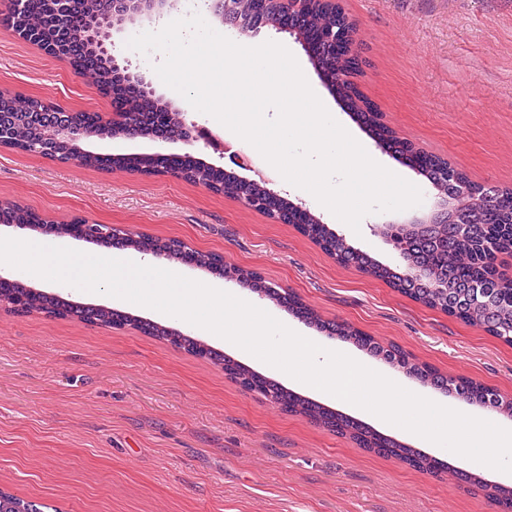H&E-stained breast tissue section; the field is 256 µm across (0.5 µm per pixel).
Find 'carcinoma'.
Here are the masks:
<instances>
[{
  "label": "carcinoma",
  "instance_id": "1",
  "mask_svg": "<svg viewBox=\"0 0 512 512\" xmlns=\"http://www.w3.org/2000/svg\"><path fill=\"white\" fill-rule=\"evenodd\" d=\"M234 2V21L244 27L264 23L272 28H293L298 42L304 46L313 64L333 76H342L334 84L336 97L369 129L373 138L387 145L397 157L415 166L417 172L434 184L440 193L454 198L457 185L468 181L467 175L438 155L403 148L396 133L381 121L379 112L361 98L354 84L347 79L358 68V58L336 53L323 40L327 30H335L347 37L357 35L355 24L347 14L339 9L317 5L305 15H288L281 12L273 0ZM97 6V0H69L64 9L60 7L59 0H26L22 23H16L11 14L5 17V22L22 37L60 52L74 74L90 88L111 98L115 105L137 113L138 125L144 130L150 132L169 125V122L161 121L157 116V113L165 111L164 102L147 100L133 87L114 78L112 61L95 45L73 41L66 36L67 28L81 25ZM0 111L13 118L11 125L15 129V147L26 150L31 139L37 137L44 118L32 117L28 113L27 98L20 95L0 98ZM65 120L84 128L90 140L113 136L112 130L103 128L98 119L84 111H71L65 115ZM81 165L107 171L136 169L146 172L155 167V162L140 154H89L83 156ZM168 166L179 171L188 182L208 186L230 197L238 193V185L232 175L222 169H202L191 155L173 156L168 160ZM471 189L473 198L457 201L458 211L451 216V223L432 224L410 235V243L402 259L405 266H416L423 270V274L415 279L407 278L405 273L381 264L350 246L327 225L315 222L314 217L293 211L288 200L265 195L262 186H254L252 192L265 198L267 213L271 218L284 224L301 226V231L317 242L324 252L335 257L339 264L353 266L429 308L439 309L512 344V293L502 290V285L494 279L498 256L512 254V189L476 184L471 185ZM33 220L34 212L20 205L0 208V224H31ZM130 248L138 252L162 253L170 261L194 264L237 281L264 293L265 297L305 323L329 336H338L370 351L424 384L453 392L467 403H481L485 399L487 385L468 377L447 379L428 364L411 359L397 345L384 347L346 322L324 321L296 294L284 288H270L259 274L227 265L214 253L189 247L180 249L171 239L152 236L132 242ZM476 281L491 288L480 302L470 297L468 289V285ZM0 304L17 314L42 313L101 326H129L221 367L229 379L259 390L260 395L278 404L282 410L301 415L328 431L347 435L371 452L395 458L427 473H438L445 468L439 459L426 456L359 421L289 391L200 339L172 327L145 322L109 308L81 306L60 297H49L32 291L18 281L0 283ZM456 475L460 480L484 490L486 496L501 507L502 512H512V486L489 485L481 477L463 469L456 471ZM0 512L41 510L40 505L31 500L0 490Z\"/></svg>",
  "mask_w": 512,
  "mask_h": 512
}]
</instances>
